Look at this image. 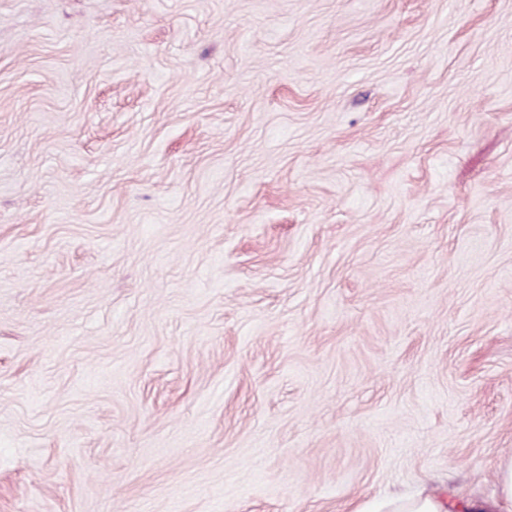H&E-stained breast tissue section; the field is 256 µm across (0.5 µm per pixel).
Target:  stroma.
I'll return each instance as SVG.
<instances>
[{"label":"stroma","instance_id":"35a3bbf8","mask_svg":"<svg viewBox=\"0 0 512 512\" xmlns=\"http://www.w3.org/2000/svg\"><path fill=\"white\" fill-rule=\"evenodd\" d=\"M510 459L512 0H0V512Z\"/></svg>","mask_w":512,"mask_h":512}]
</instances>
